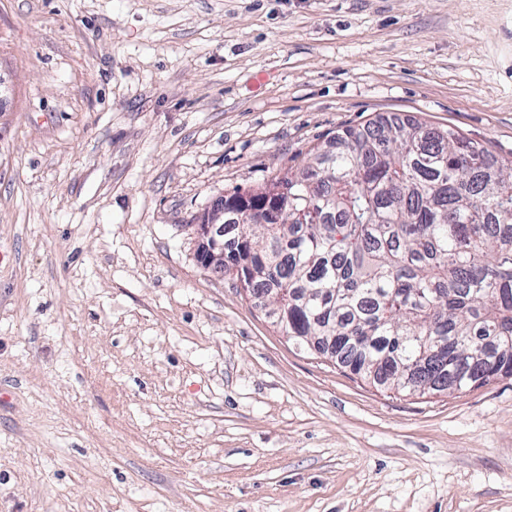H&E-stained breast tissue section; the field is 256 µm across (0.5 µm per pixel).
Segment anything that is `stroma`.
<instances>
[{"label":"stroma","instance_id":"1","mask_svg":"<svg viewBox=\"0 0 512 512\" xmlns=\"http://www.w3.org/2000/svg\"><path fill=\"white\" fill-rule=\"evenodd\" d=\"M0 512H512V378L407 395L196 258L379 115L512 158V0H0Z\"/></svg>","mask_w":512,"mask_h":512}]
</instances>
